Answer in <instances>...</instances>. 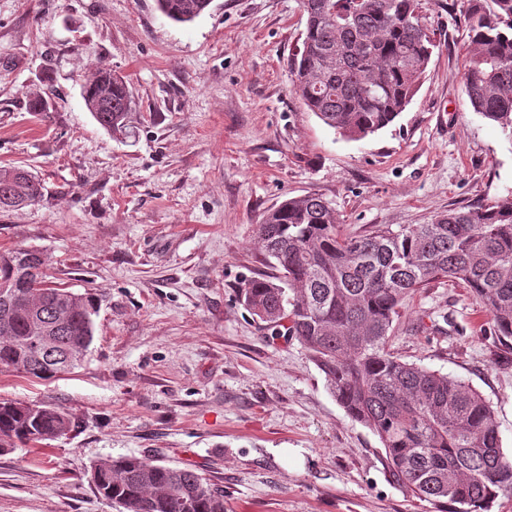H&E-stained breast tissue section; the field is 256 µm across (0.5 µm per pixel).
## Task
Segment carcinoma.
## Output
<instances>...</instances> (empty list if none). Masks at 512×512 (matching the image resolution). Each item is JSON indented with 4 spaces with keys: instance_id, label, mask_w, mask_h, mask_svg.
<instances>
[{
    "instance_id": "1",
    "label": "carcinoma",
    "mask_w": 512,
    "mask_h": 512,
    "mask_svg": "<svg viewBox=\"0 0 512 512\" xmlns=\"http://www.w3.org/2000/svg\"><path fill=\"white\" fill-rule=\"evenodd\" d=\"M306 15L291 59L293 92L329 128L362 140L405 110L437 47L422 0H299ZM471 50L464 92L474 112L512 142V0H467ZM211 0H156L175 23H190ZM86 109L114 135L132 110L128 86L100 70L82 90ZM44 187L31 172L0 168V210L36 205ZM264 260L283 277L246 280V309L298 340L347 415L376 435L392 480L435 512H490L512 493V460L494 411L462 379L398 358L389 342L404 298L440 280L463 283L512 350V199L451 209L429 224L380 226L344 237L331 204L309 194L283 200L257 225ZM46 258L0 251V371L47 380L95 332L97 300L46 281ZM56 328L42 354L26 309ZM78 421L60 407L0 401V448L67 435ZM97 492L120 512H224V490L191 467L118 456L93 465Z\"/></svg>"
}]
</instances>
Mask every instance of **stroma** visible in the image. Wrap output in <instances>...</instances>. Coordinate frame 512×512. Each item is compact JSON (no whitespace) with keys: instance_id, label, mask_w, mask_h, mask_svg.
<instances>
[{"instance_id":"obj_1","label":"stroma","mask_w":512,"mask_h":512,"mask_svg":"<svg viewBox=\"0 0 512 512\" xmlns=\"http://www.w3.org/2000/svg\"><path fill=\"white\" fill-rule=\"evenodd\" d=\"M463 10L424 0L440 44L420 89L351 141L292 90L299 0H212L186 24L155 0H0V166L45 189L41 204L0 210V250H40L52 284L99 299L81 366L46 381L0 372V400L81 421L0 449V512H117L90 468L120 455L196 467L226 512H431L392 481L378 438L304 347L273 338L238 290L275 275L256 226L284 199L319 195L342 233L364 235L512 198V143L464 93ZM101 68L132 95L121 136L81 96ZM49 87V111H30ZM391 348L476 388L512 455V353L468 289L443 280L408 295Z\"/></svg>"}]
</instances>
